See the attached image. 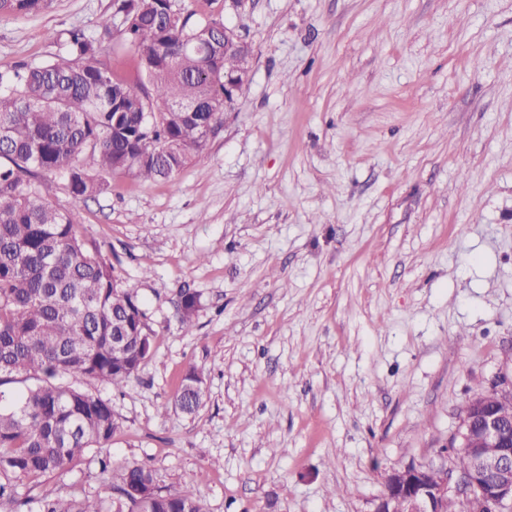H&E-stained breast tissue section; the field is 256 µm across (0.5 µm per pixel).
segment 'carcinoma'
Instances as JSON below:
<instances>
[{
    "label": "carcinoma",
    "instance_id": "carcinoma-1",
    "mask_svg": "<svg viewBox=\"0 0 512 512\" xmlns=\"http://www.w3.org/2000/svg\"><path fill=\"white\" fill-rule=\"evenodd\" d=\"M49 0H0L1 14H33ZM224 22L186 17L179 25L150 0L131 10L126 40L137 55L131 81L95 61L94 41L69 32L67 54L0 72V512H206L187 487H162L136 463L105 455L118 428L112 403L75 379L123 388L152 356L138 293L112 263L79 238L77 215L44 200L30 185L64 170L74 199L106 192V177L173 178L203 150L198 134L223 120L224 76L246 65L229 44L212 67L205 31ZM90 157L92 166L83 163ZM198 297L179 311L192 325ZM205 378L184 376L174 403L186 414L205 400ZM512 419V395L481 393ZM94 452L108 495H30Z\"/></svg>",
    "mask_w": 512,
    "mask_h": 512
}]
</instances>
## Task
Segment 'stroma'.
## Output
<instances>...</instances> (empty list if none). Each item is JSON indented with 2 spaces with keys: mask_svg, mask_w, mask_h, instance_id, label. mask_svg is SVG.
Here are the masks:
<instances>
[{
  "mask_svg": "<svg viewBox=\"0 0 512 512\" xmlns=\"http://www.w3.org/2000/svg\"><path fill=\"white\" fill-rule=\"evenodd\" d=\"M173 5L249 45L234 110L172 180L40 183L147 313L137 377L87 386L120 423L112 459L207 512H374L391 470L450 466L475 393L512 390V0ZM115 9L0 15V71L80 29L133 74ZM54 490L97 495V458ZM205 378L196 369H190L184 376L181 389L174 403L183 413L193 414L205 400Z\"/></svg>",
  "mask_w": 512,
  "mask_h": 512,
  "instance_id": "1",
  "label": "stroma"
}]
</instances>
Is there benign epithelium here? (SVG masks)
<instances>
[{
    "label": "benign epithelium",
    "instance_id": "7a95c632",
    "mask_svg": "<svg viewBox=\"0 0 512 512\" xmlns=\"http://www.w3.org/2000/svg\"><path fill=\"white\" fill-rule=\"evenodd\" d=\"M460 447L471 450L473 469L457 478L448 469L410 466L392 471L385 481V492L374 512H393L386 508L389 495L399 494L405 512H443V504L452 493L461 498L467 512H504L512 507V438L501 414L486 402L474 398L467 405L461 430ZM485 448L499 452L488 456ZM437 479L430 478V471Z\"/></svg>",
    "mask_w": 512,
    "mask_h": 512
}]
</instances>
